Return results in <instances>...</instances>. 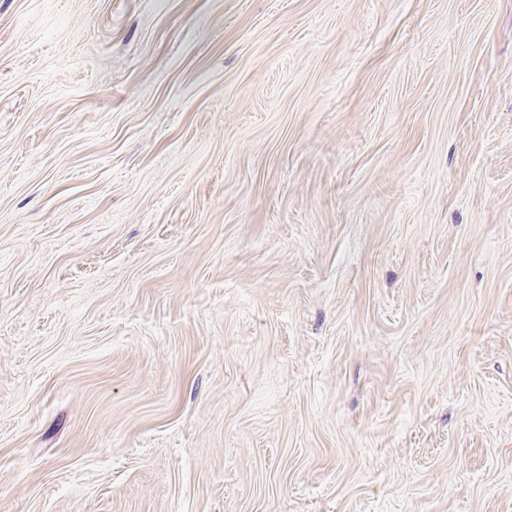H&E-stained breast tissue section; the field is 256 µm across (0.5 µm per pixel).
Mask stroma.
Segmentation results:
<instances>
[{
    "label": "stroma",
    "mask_w": 512,
    "mask_h": 512,
    "mask_svg": "<svg viewBox=\"0 0 512 512\" xmlns=\"http://www.w3.org/2000/svg\"><path fill=\"white\" fill-rule=\"evenodd\" d=\"M0 512H512V0H0Z\"/></svg>",
    "instance_id": "stroma-1"
}]
</instances>
